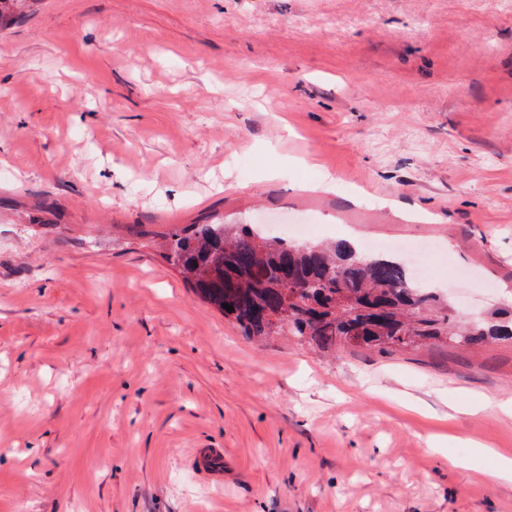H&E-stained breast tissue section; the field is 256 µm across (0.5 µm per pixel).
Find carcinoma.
I'll return each mask as SVG.
<instances>
[{
    "mask_svg": "<svg viewBox=\"0 0 512 512\" xmlns=\"http://www.w3.org/2000/svg\"><path fill=\"white\" fill-rule=\"evenodd\" d=\"M166 258L247 336H296L324 349L512 340L511 312L457 319L399 258L365 255L346 240L298 245L246 224H191L171 234Z\"/></svg>",
    "mask_w": 512,
    "mask_h": 512,
    "instance_id": "obj_1",
    "label": "carcinoma"
}]
</instances>
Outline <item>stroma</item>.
I'll list each match as a JSON object with an SVG mask.
<instances>
[{
    "label": "stroma",
    "instance_id": "1",
    "mask_svg": "<svg viewBox=\"0 0 512 512\" xmlns=\"http://www.w3.org/2000/svg\"><path fill=\"white\" fill-rule=\"evenodd\" d=\"M0 85V512H512L448 408L512 343L258 341L163 248L303 219L512 302V0H28ZM214 451L216 452V449ZM214 451L209 448H199L195 453V459L208 477L216 480L217 484H222L224 482V465L222 468L219 464L222 455L214 453Z\"/></svg>",
    "mask_w": 512,
    "mask_h": 512
}]
</instances>
